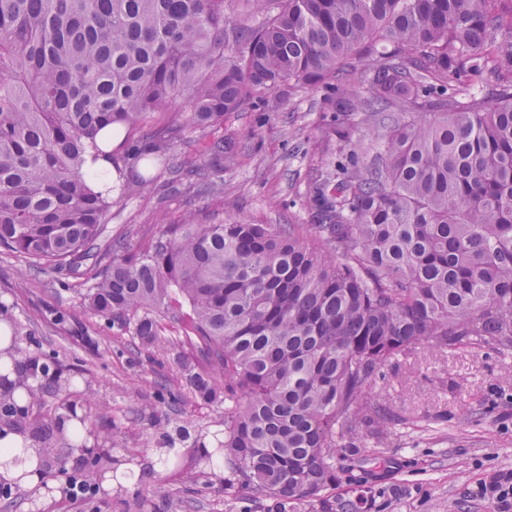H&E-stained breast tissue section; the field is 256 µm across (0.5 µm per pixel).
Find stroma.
Listing matches in <instances>:
<instances>
[{
	"label": "stroma",
	"mask_w": 512,
	"mask_h": 512,
	"mask_svg": "<svg viewBox=\"0 0 512 512\" xmlns=\"http://www.w3.org/2000/svg\"><path fill=\"white\" fill-rule=\"evenodd\" d=\"M325 90L305 89L263 109L245 102L227 113L221 132L237 149L235 164L204 190L177 168L202 164L206 132H184L173 169L139 164L149 186L118 198L107 217L100 255L111 246L145 248L170 224L195 218L217 224L234 211L258 224H306L315 170L339 158ZM83 279L58 270H29L0 251V321L12 325L22 362L49 364L41 405L52 419L88 404L95 451L111 458L112 488L86 458L46 466L35 487L10 484L0 512H266L264 501L225 493V468L205 463L203 447L224 435V408L195 398L174 352L134 345L86 306ZM53 308L67 314L57 324ZM369 395L391 420L377 443L362 430L340 453L328 497L364 493L367 512H495L476 496L479 483L512 471V350L471 341L435 353L417 347L387 362ZM96 487L74 502L68 476Z\"/></svg>",
	"instance_id": "stroma-1"
}]
</instances>
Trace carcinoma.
<instances>
[{
    "label": "carcinoma",
    "mask_w": 512,
    "mask_h": 512,
    "mask_svg": "<svg viewBox=\"0 0 512 512\" xmlns=\"http://www.w3.org/2000/svg\"><path fill=\"white\" fill-rule=\"evenodd\" d=\"M0 0V248L90 283L84 300L144 347L182 336L195 397L224 405V489L272 512H332L338 448L385 418L380 368L466 338L512 348V0ZM503 78L489 99L462 81ZM334 93L349 163L315 171L308 230L236 217L172 224L142 252L94 261L112 199L85 154L98 135L167 113L126 140V164L210 131L205 170L233 149L224 115L273 93ZM178 98L188 113L171 110ZM377 129L359 161L350 131ZM0 389V422L69 436Z\"/></svg>",
    "instance_id": "1"
}]
</instances>
